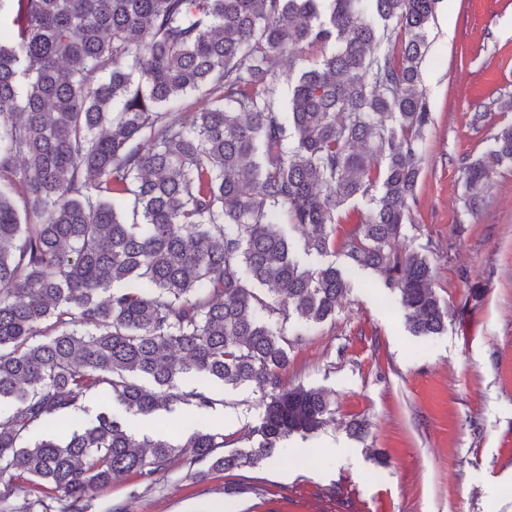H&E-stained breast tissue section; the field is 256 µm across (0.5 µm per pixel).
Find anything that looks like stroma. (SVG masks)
<instances>
[{
  "mask_svg": "<svg viewBox=\"0 0 512 512\" xmlns=\"http://www.w3.org/2000/svg\"><path fill=\"white\" fill-rule=\"evenodd\" d=\"M421 86L432 112L421 176L400 251L426 256L448 312L434 336L408 329L399 297L370 270H347L349 292L314 329L288 322L284 385L322 388L331 413L258 466L229 471L174 458L153 487L117 475L85 512H512V165L493 167L484 206H464V164L482 156L512 110V0H439ZM489 107L484 123L470 118ZM479 292H472V283ZM216 412L176 405L146 435L190 424L248 449L261 392L186 375Z\"/></svg>",
  "mask_w": 512,
  "mask_h": 512,
  "instance_id": "stroma-1",
  "label": "stroma"
}]
</instances>
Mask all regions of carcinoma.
Segmentation results:
<instances>
[{
  "mask_svg": "<svg viewBox=\"0 0 512 512\" xmlns=\"http://www.w3.org/2000/svg\"><path fill=\"white\" fill-rule=\"evenodd\" d=\"M436 2L0 0V478L29 477L23 512H53V492L81 512L120 472L151 484L182 448L191 465L255 467L322 425L327 394L282 384L283 326L331 318L348 282L302 266L289 233L336 251L351 201L369 212L346 266L378 272L415 335L445 330L430 263L393 248L432 118L420 69ZM305 48L322 53L295 58L285 111L280 59ZM202 88L211 105L172 110ZM490 156L512 162L511 124ZM464 174L473 211L488 166ZM187 373L263 394L250 451L131 425L176 403L213 411L178 387Z\"/></svg>",
  "mask_w": 512,
  "mask_h": 512,
  "instance_id": "1",
  "label": "carcinoma"
}]
</instances>
